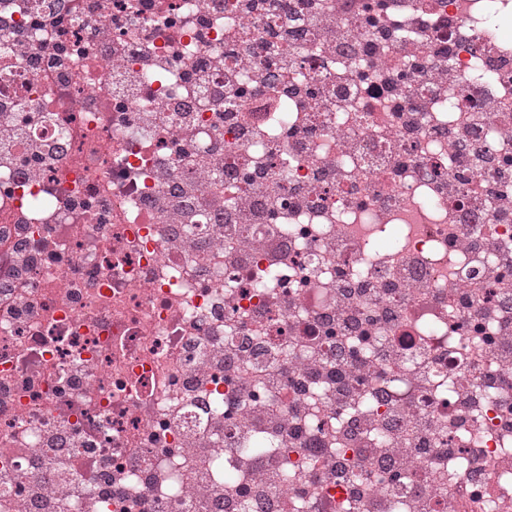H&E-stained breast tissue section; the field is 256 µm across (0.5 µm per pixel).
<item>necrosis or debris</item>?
<instances>
[{"label": "necrosis or debris", "instance_id": "necrosis-or-debris-1", "mask_svg": "<svg viewBox=\"0 0 512 512\" xmlns=\"http://www.w3.org/2000/svg\"><path fill=\"white\" fill-rule=\"evenodd\" d=\"M0 512H512V0H0Z\"/></svg>", "mask_w": 512, "mask_h": 512}]
</instances>
